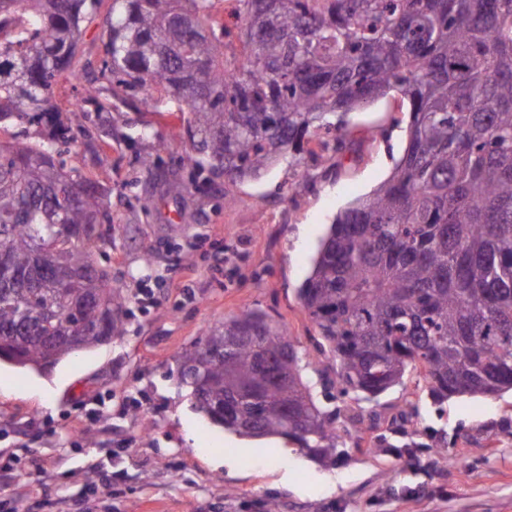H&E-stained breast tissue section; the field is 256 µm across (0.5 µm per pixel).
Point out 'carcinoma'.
Returning <instances> with one entry per match:
<instances>
[{
    "instance_id": "obj_1",
    "label": "carcinoma",
    "mask_w": 512,
    "mask_h": 512,
    "mask_svg": "<svg viewBox=\"0 0 512 512\" xmlns=\"http://www.w3.org/2000/svg\"><path fill=\"white\" fill-rule=\"evenodd\" d=\"M101 0H0V358L45 369L119 337L129 301L97 255L112 218L68 168L55 81ZM112 0L97 84L181 122L197 173L234 182L340 153L344 114L409 102L392 175L336 215L299 289L343 395L413 369L440 402L512 390V0ZM307 355L253 309L180 354L196 411L240 436L294 441L325 468L342 445Z\"/></svg>"
}]
</instances>
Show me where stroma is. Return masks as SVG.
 <instances>
[{"mask_svg":"<svg viewBox=\"0 0 512 512\" xmlns=\"http://www.w3.org/2000/svg\"><path fill=\"white\" fill-rule=\"evenodd\" d=\"M101 34L100 22L85 28L55 99L85 102L84 131L65 160L108 197L112 245L100 262L124 287L130 314L121 337L51 372L0 360V452L27 445L11 485L24 512H267L272 503L278 512H512L510 390L437 403L411 373L371 401L336 396L345 448L326 469L283 439L210 423L178 383L180 353L246 308L287 326L318 382L328 362L298 291L336 214L390 175L406 145L407 102L391 93L351 113L340 154L195 189L177 121L121 93L105 110L86 100ZM146 125L155 136L139 138ZM146 156L159 161L156 178L145 176ZM143 288L154 304L139 302ZM382 435L389 446L375 450ZM33 457L41 471L30 470ZM95 465L107 489L90 485Z\"/></svg>","mask_w":512,"mask_h":512,"instance_id":"stroma-1","label":"stroma"}]
</instances>
